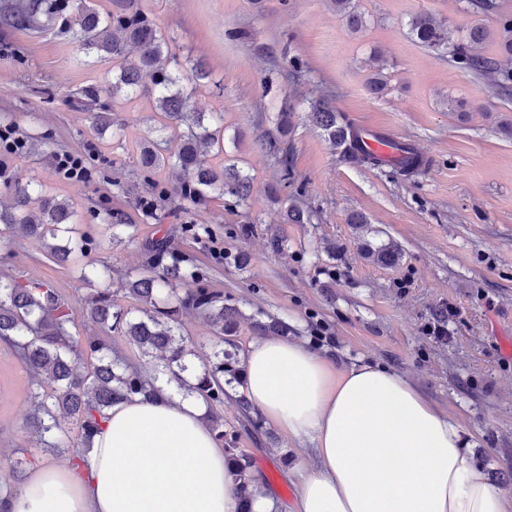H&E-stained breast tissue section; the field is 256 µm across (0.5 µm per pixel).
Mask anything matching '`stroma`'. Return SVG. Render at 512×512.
I'll use <instances>...</instances> for the list:
<instances>
[{
	"instance_id": "1",
	"label": "stroma",
	"mask_w": 512,
	"mask_h": 512,
	"mask_svg": "<svg viewBox=\"0 0 512 512\" xmlns=\"http://www.w3.org/2000/svg\"><path fill=\"white\" fill-rule=\"evenodd\" d=\"M497 2L498 12L473 14L463 0H359L367 27L354 34L331 0H142L173 37V50L204 60L211 71L195 100L199 110L224 115L216 164L236 162L252 179L247 206L231 210L216 198L196 207L171 193L157 202L160 221L139 201L155 184L171 191L182 173L162 164L150 185L140 172V149L161 120L149 100L116 99L112 119L120 136L97 135L72 103L80 89L111 83V58L58 31L0 26V125L29 142L22 154L1 155L0 165L72 204L79 231L99 243L95 259L111 268L119 307L138 306L122 281L147 268L145 242L169 237L187 267L243 312L239 353L254 339L248 317L260 309L287 321L296 339L319 347L337 368L388 366L459 423L476 463L512 491V356L500 343L512 336V138L499 131L502 121L512 122V97L487 93L470 72L413 43L407 30L421 12L455 31L474 23L494 30L499 12L512 14V0ZM377 52L389 78L380 96L366 86ZM294 56L304 63L298 78L288 69ZM447 97L467 101L468 116L448 111ZM319 100L359 130L411 144L427 162L424 171L407 178L342 158L307 118ZM284 110L292 113L281 143L294 183L281 194L309 212L307 224L283 223L266 194L279 164L264 142ZM90 143L97 150L93 179L60 177L54 154ZM354 212L367 217V231L350 224ZM118 219L131 224L133 237L116 244L108 226ZM276 239L282 249H274ZM365 240L395 242L400 263L370 262L360 249ZM217 247L246 254L248 265L239 270L217 259ZM5 275L52 284L71 306L72 333L96 332L78 265L49 260L37 239L0 232ZM319 323L332 345H318ZM436 323L446 338L431 334ZM27 387L24 365L0 343V449L26 448L37 464L69 466V456L45 452L30 437ZM221 413L225 431L269 477L279 512H291L296 475L313 464L311 444L267 420L253 426L234 399H225Z\"/></svg>"
}]
</instances>
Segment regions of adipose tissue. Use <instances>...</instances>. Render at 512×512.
<instances>
[{
	"mask_svg": "<svg viewBox=\"0 0 512 512\" xmlns=\"http://www.w3.org/2000/svg\"><path fill=\"white\" fill-rule=\"evenodd\" d=\"M246 391L289 437L310 441L293 512H512L461 428L378 364L339 369L300 343L254 340ZM203 403L175 386L113 406L84 467L47 466L0 512H240Z\"/></svg>",
	"mask_w": 512,
	"mask_h": 512,
	"instance_id": "obj_1",
	"label": "adipose tissue"
}]
</instances>
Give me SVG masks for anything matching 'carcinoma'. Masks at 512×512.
Listing matches in <instances>:
<instances>
[{
	"instance_id": "cac0c4a2",
	"label": "carcinoma",
	"mask_w": 512,
	"mask_h": 512,
	"mask_svg": "<svg viewBox=\"0 0 512 512\" xmlns=\"http://www.w3.org/2000/svg\"><path fill=\"white\" fill-rule=\"evenodd\" d=\"M357 2L332 0L336 13L353 33L364 27ZM0 22L35 33L58 24L84 49L112 58V84L83 90L78 108L85 109L87 101H96L103 94L112 99L149 97L163 123L157 129L158 138L141 152V170L148 173L173 159L184 173L179 187L183 198L198 206L217 197L227 198L226 205L235 208L248 204L251 178L234 163L216 167L208 159L211 152L224 153V118L198 110L191 90L208 79V72L190 56L172 53L173 38L159 28L140 0H109L108 8L102 11L93 7L92 0H4ZM408 27L421 47L469 71L489 93L512 95L511 16H503L493 33L475 24L457 38L449 35L448 26L426 13L414 15ZM492 36L498 39L499 54L487 57L479 47ZM145 72L151 77L149 87L142 84ZM308 119L343 156L359 165L389 168L405 177H413L426 167L423 157L408 143L395 144L399 152L396 160L367 151L359 131L325 103L312 105ZM182 126L186 131L177 149L163 155L160 149L166 142L165 132ZM266 146L278 156L280 165V178L268 188L269 198L282 206L286 223H310V216L299 205L280 194L292 179L288 153L274 138ZM3 190L11 195L12 202L0 208V224L18 228L44 243L56 263L82 262V278L100 284L87 301L89 316L99 332L81 337L70 332L69 303L55 288L37 280L0 278V340L14 349L28 371L31 412L26 425L39 445L55 454L67 453L64 422L73 418L79 422L77 440L88 452L113 405L138 396L150 398L162 386L174 383L206 402L208 421L217 441L224 445L228 475L238 487L241 512H251L252 499L259 493L253 483V460L237 447L235 439L227 437L219 411L224 398L245 385L235 339L237 323L243 317L241 310L207 288L198 271L185 268L167 238L147 245L154 266L124 282V290L139 301L140 307L132 312L115 305L108 271L88 260L93 242L75 227L71 204L45 197L41 185L19 178L5 180ZM362 248L366 258L377 265H395L402 257L398 245L390 241L375 247L365 242ZM191 281L195 287H185ZM189 310L202 315L210 325L215 343L207 347L183 335L181 316ZM251 324L259 336L289 335L288 324L278 319L253 317ZM114 332L142 354L160 355L163 365L158 372L146 375L131 371L113 356ZM26 452L25 448L14 450L18 458L9 465L13 482L0 481V503L15 493L26 466L33 464Z\"/></svg>"
}]
</instances>
